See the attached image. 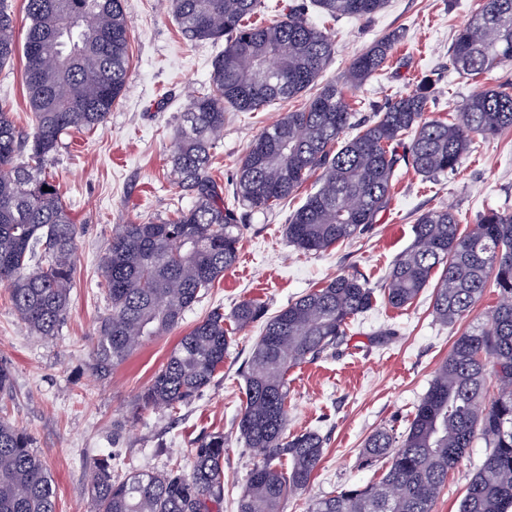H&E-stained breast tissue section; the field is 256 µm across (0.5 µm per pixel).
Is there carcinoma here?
I'll return each mask as SVG.
<instances>
[{"instance_id":"carcinoma-1","label":"carcinoma","mask_w":512,"mask_h":512,"mask_svg":"<svg viewBox=\"0 0 512 512\" xmlns=\"http://www.w3.org/2000/svg\"><path fill=\"white\" fill-rule=\"evenodd\" d=\"M386 0H312L333 18H365ZM262 0H171L190 41L224 40L207 89L181 115L172 156L177 183L194 198L165 219L121 224L101 259L108 312L96 326L92 373L112 374L143 342L177 327L239 256L237 206L268 211L313 172L318 189L288 218L297 250L326 251L377 223L392 199L399 162L427 178L457 170L474 136L512 130V81L483 90L448 121L424 120L433 94L424 84L386 104L378 120L355 126L347 92L384 68L399 36L371 46L300 109L254 139L240 161L233 203L212 175L224 113L258 112L298 97L335 55V43L293 3L277 19L254 24ZM24 88L30 130L16 127L0 104V282L34 336L53 337L66 315L74 274L76 224L48 165L63 136L103 125L128 86L130 27L122 0H25ZM17 52L16 19L0 0V67ZM454 68L477 76L512 63V0H483L450 49ZM273 61L276 76L261 67ZM51 191H43V187ZM411 245L397 258L383 298L400 308L436 280L432 313L441 324L466 318L488 283L498 302L456 337L405 432H373L361 464L386 461L382 478L309 503V512H434L452 470L481 437L489 452L473 474L460 512H512V212L490 209L460 231L448 208L422 214ZM373 289L355 274L338 275L276 315L240 302L233 330L264 320L247 365L237 433L256 462L236 500L237 512H280L291 491L305 490L322 461L315 430L288 435V370L337 349L347 322L370 310ZM231 330V331H233ZM224 312L209 311L170 352L139 396L138 408L175 410L209 386L232 345ZM496 393L487 397V383ZM88 495L93 512H212L224 500V433L200 440L191 464L130 471L115 455L94 459ZM0 512H57L56 488L31 436L0 417Z\"/></svg>"}]
</instances>
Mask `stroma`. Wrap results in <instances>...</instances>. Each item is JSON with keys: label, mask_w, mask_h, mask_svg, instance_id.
<instances>
[{"label": "stroma", "mask_w": 512, "mask_h": 512, "mask_svg": "<svg viewBox=\"0 0 512 512\" xmlns=\"http://www.w3.org/2000/svg\"><path fill=\"white\" fill-rule=\"evenodd\" d=\"M480 0H388L380 12L362 19H334L309 8L310 22L336 43V54L319 82L342 80L350 62L392 31L401 41L382 71L347 99L360 123L374 121L377 109L397 95L412 93L421 77L436 83L433 119H447L466 99L512 80V64L472 79L458 73L450 47ZM168 0H124L131 27V69L125 95L105 124L92 132H72L49 171L77 226L74 279L65 319L56 337L31 335L0 284V359L14 371L13 389L0 397V416L25 429L56 484L57 512H91L85 474L93 458L118 454L138 469L160 470L170 461L189 465L196 441L224 434L223 512H236L235 500L255 461L236 431L242 370L262 331L254 324L235 333L224 367L210 386L179 410L133 413L139 394L189 329L212 308L225 313L244 300H257L277 312L309 290L340 274H355L381 288L398 255L413 240L416 219L448 207L462 228L488 209L512 212V130L476 137L475 147L457 171L430 179L402 167L389 208L376 224L351 242L319 254L289 247L287 220L317 182L308 177L288 204L272 211L242 210L244 224L238 262L181 325L146 342L107 380L91 374L97 322L107 311L100 288V260L117 225L136 218H163L175 207H190L191 195L177 186L170 157L180 115L190 92L206 86L212 61L223 42L183 38L167 9ZM23 57L0 68V100L7 101L20 130L30 111L23 85ZM303 99L276 103L258 112H229L216 148L213 175L229 185L252 140ZM433 290L424 288L403 309L384 300L351 321L338 353L288 372V430L318 431L325 439L323 460L306 492L290 494L281 512H307L310 500L342 487L378 479L381 468H362L358 454L374 431L404 432L416 403L427 391L465 322L445 326L432 315ZM487 450L475 439L463 460L448 473L435 512H458L475 469Z\"/></svg>", "instance_id": "1"}]
</instances>
